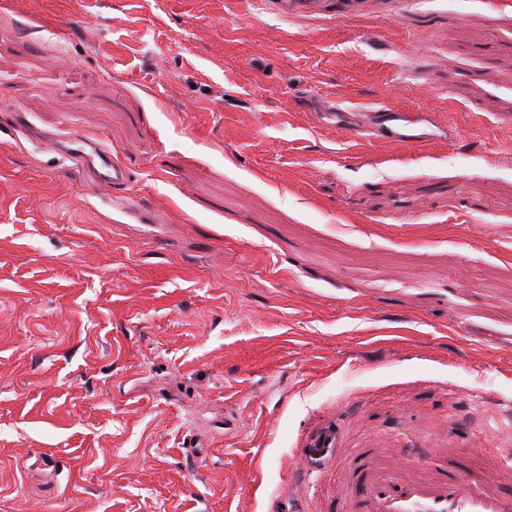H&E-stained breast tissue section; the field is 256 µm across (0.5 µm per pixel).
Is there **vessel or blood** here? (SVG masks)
Here are the masks:
<instances>
[{
    "label": "vessel or blood",
    "mask_w": 512,
    "mask_h": 512,
    "mask_svg": "<svg viewBox=\"0 0 512 512\" xmlns=\"http://www.w3.org/2000/svg\"><path fill=\"white\" fill-rule=\"evenodd\" d=\"M322 124L353 132L370 131L377 138L408 146L452 138L428 113L383 105L364 112L362 121L333 107L316 113ZM69 156L88 176L123 189L130 181L127 166L87 137H78ZM341 492L332 512H512V464L498 460L484 467L451 461L447 449L423 448L406 456L378 448L350 452L340 476Z\"/></svg>",
    "instance_id": "vessel-or-blood-1"
}]
</instances>
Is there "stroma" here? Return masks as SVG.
I'll list each match as a JSON object with an SVG mask.
<instances>
[{
  "mask_svg": "<svg viewBox=\"0 0 512 512\" xmlns=\"http://www.w3.org/2000/svg\"><path fill=\"white\" fill-rule=\"evenodd\" d=\"M347 2L0 0V512H328L356 448L512 458V0ZM357 123L351 114L336 107L322 105L321 112H314L319 123L335 125L352 132H372L377 138L408 146H418L434 140H447L453 131L437 125L428 113L405 107L382 105L363 112ZM73 143L81 144L78 149L67 153L71 159L76 160L88 176L112 185L114 190L123 189L130 181L127 166L112 157V153L87 137H73ZM85 146L90 148L86 151Z\"/></svg>",
  "mask_w": 512,
  "mask_h": 512,
  "instance_id": "1",
  "label": "stroma"
}]
</instances>
